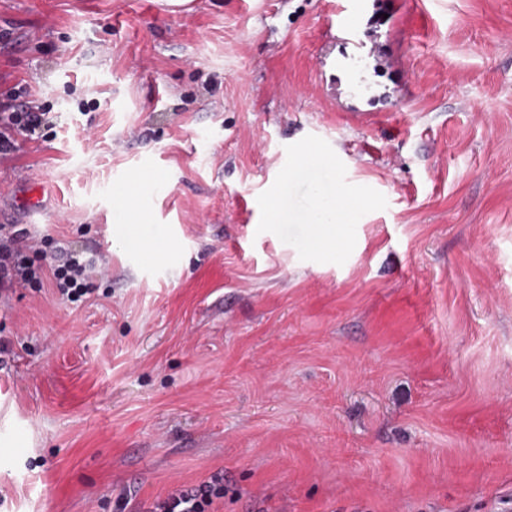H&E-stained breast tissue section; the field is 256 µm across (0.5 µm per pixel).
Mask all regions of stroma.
Segmentation results:
<instances>
[{
  "label": "stroma",
  "instance_id": "obj_1",
  "mask_svg": "<svg viewBox=\"0 0 512 512\" xmlns=\"http://www.w3.org/2000/svg\"><path fill=\"white\" fill-rule=\"evenodd\" d=\"M17 94L0 225L97 272L0 291V512H512V0H0ZM12 99L10 103L0 104V154L15 149L12 131H17L27 139H35L42 127L52 123L51 112L34 101ZM320 200L318 205H313L312 211L308 216V224L315 226V234L320 244H325L331 235L336 232V224L341 223V213L344 210L345 197L340 193L330 194L320 191L315 195ZM331 201L333 208L329 209V216L323 217L327 212L325 202ZM215 482H204L193 489H177L147 512H213L215 500L224 496V486Z\"/></svg>",
  "mask_w": 512,
  "mask_h": 512
}]
</instances>
